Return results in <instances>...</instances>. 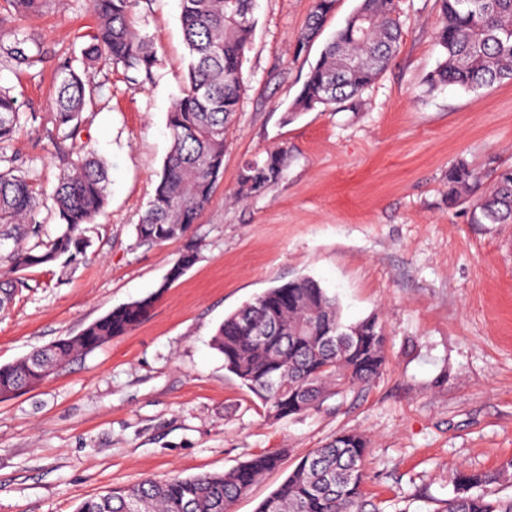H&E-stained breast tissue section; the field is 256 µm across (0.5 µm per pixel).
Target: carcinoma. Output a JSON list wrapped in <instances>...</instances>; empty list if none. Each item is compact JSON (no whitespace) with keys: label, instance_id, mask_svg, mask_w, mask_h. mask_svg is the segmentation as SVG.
Listing matches in <instances>:
<instances>
[{"label":"carcinoma","instance_id":"1","mask_svg":"<svg viewBox=\"0 0 512 512\" xmlns=\"http://www.w3.org/2000/svg\"><path fill=\"white\" fill-rule=\"evenodd\" d=\"M23 15H38L49 0H8ZM138 0H91L96 27L78 38L55 73L54 123L49 137L66 170L52 194L60 230L45 241L33 222L38 191L15 168L0 169L1 227L28 247L0 254L19 272L72 261L89 242L79 234L107 201L108 173L90 152H73L83 113L99 100L98 86L83 80L91 69L120 67L132 81L149 80L155 54L150 36L136 15ZM256 0H180V20L189 51L188 83L168 113L172 144L160 180L135 233L138 243L160 245L184 236L211 201L224 171V141L239 110L242 63L254 28ZM336 0H314L306 28L294 50L299 56L319 35ZM398 0H361V4L321 52L287 112L292 119L318 105H341L363 93L386 69L400 46ZM442 61L430 77L433 86L452 85L477 92L512 82V0H440L435 32ZM44 48L26 30L10 31L0 42V67L29 74L43 61ZM12 89L0 86V151L21 127L23 113ZM288 146L269 150L262 160L244 164L238 191L258 196L280 178ZM480 177L467 164L448 170V205L471 196ZM475 224H512V169L497 173L472 203ZM193 248L173 263L161 288L170 287L197 261ZM23 278L0 281V312L7 309ZM149 296L112 309L77 336H67L15 362L0 365V398L44 382L75 354L131 332L148 314ZM386 334L374 316L355 324L342 321L336 297L304 276L272 287L229 314L212 337L224 369L260 398L268 416L292 418L319 407L332 394L373 382L385 362ZM367 439L354 432L337 435L303 456L286 481L265 498L257 512H385L366 498ZM281 453H265L224 473L163 480L145 478L116 491L87 498L77 512H233ZM512 483V461L492 474L458 472L453 496L440 512H512V496L490 499L481 487Z\"/></svg>","mask_w":512,"mask_h":512}]
</instances>
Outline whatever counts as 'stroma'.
<instances>
[{"label":"stroma","instance_id":"stroma-1","mask_svg":"<svg viewBox=\"0 0 512 512\" xmlns=\"http://www.w3.org/2000/svg\"><path fill=\"white\" fill-rule=\"evenodd\" d=\"M360 3L337 0L298 57L313 0H257L224 173L197 223L160 245H139L134 228L187 83L179 0L138 4L156 55L151 81L89 71L101 105L84 113L77 143L107 167L108 205L83 225L91 245L76 263L24 271L26 288L0 314V364L123 304L154 303L130 333L0 399V512H76L85 498L145 477L221 473L281 452L279 467L234 506L256 512L304 455L343 432L369 440L365 489L387 512H438L453 493L452 470L490 473L512 461V224H475L467 204H448L457 163L485 186L495 168L512 165V82L431 87L439 0H399L401 45L360 100L286 121L325 43ZM92 22L89 0H52L39 17L0 0V32L23 27L45 51L40 77L0 68V85L30 115L0 158L46 196L63 172L48 137L49 84ZM282 143L278 182L237 200L242 166ZM190 244L197 262L163 288ZM302 276L336 296L344 323L379 319L387 362L370 385L276 420L225 370L211 337L243 304Z\"/></svg>","mask_w":512,"mask_h":512}]
</instances>
